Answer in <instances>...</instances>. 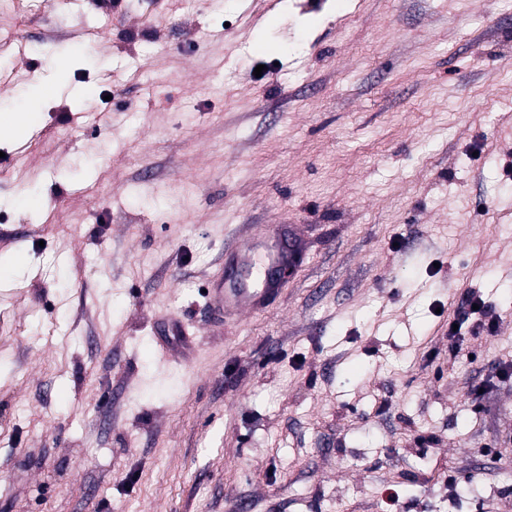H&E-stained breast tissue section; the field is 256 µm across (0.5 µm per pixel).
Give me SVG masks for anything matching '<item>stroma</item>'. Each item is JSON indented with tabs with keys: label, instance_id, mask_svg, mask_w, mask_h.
Here are the masks:
<instances>
[{
	"label": "stroma",
	"instance_id": "obj_1",
	"mask_svg": "<svg viewBox=\"0 0 512 512\" xmlns=\"http://www.w3.org/2000/svg\"><path fill=\"white\" fill-rule=\"evenodd\" d=\"M98 2L0 0V109L56 87L0 138V512H512V0ZM263 224L306 250L217 324ZM473 304L479 306L473 310ZM501 319L492 305H489L475 289H466L461 305L448 316V341L455 353L465 354L468 348L466 335L470 337L493 335ZM453 324L458 329L453 331ZM464 330V331H463Z\"/></svg>",
	"mask_w": 512,
	"mask_h": 512
}]
</instances>
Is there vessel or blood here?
I'll return each instance as SVG.
<instances>
[{
    "label": "vessel or blood",
    "mask_w": 512,
    "mask_h": 512,
    "mask_svg": "<svg viewBox=\"0 0 512 512\" xmlns=\"http://www.w3.org/2000/svg\"><path fill=\"white\" fill-rule=\"evenodd\" d=\"M295 258L267 227H258L249 240L226 252V270L208 290L209 304L225 322L239 319L242 311L264 312L280 290L273 273L290 268Z\"/></svg>",
    "instance_id": "vessel-or-blood-1"
}]
</instances>
